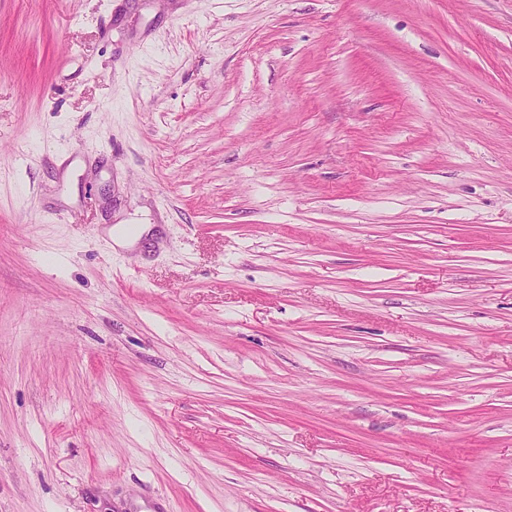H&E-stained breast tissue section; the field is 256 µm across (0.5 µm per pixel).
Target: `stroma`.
Returning <instances> with one entry per match:
<instances>
[{
  "mask_svg": "<svg viewBox=\"0 0 512 512\" xmlns=\"http://www.w3.org/2000/svg\"><path fill=\"white\" fill-rule=\"evenodd\" d=\"M512 512V0H0V512Z\"/></svg>",
  "mask_w": 512,
  "mask_h": 512,
  "instance_id": "35a3bbf8",
  "label": "stroma"
}]
</instances>
